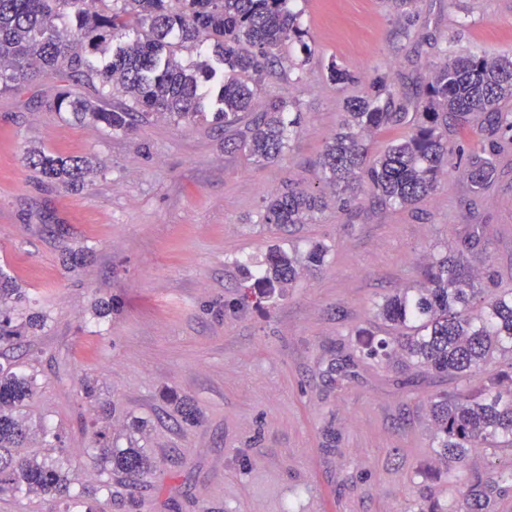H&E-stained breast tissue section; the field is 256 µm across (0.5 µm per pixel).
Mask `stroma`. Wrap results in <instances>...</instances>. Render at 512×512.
<instances>
[{"label":"stroma","mask_w":512,"mask_h":512,"mask_svg":"<svg viewBox=\"0 0 512 512\" xmlns=\"http://www.w3.org/2000/svg\"><path fill=\"white\" fill-rule=\"evenodd\" d=\"M311 56L283 46L288 71L267 74L264 98L297 104L304 120L283 156L258 164L232 152L223 126L150 115L127 132L46 107L68 89L108 106L99 79L33 77L0 92V272L28 297L18 319L45 315L0 363L32 376L21 409L29 452L59 433L70 490L99 484L88 450L105 431L114 449L144 448L155 473L112 485L106 512H415L428 490L460 497L470 473L500 454L474 450L457 483L432 446L430 405L445 376L400 360L354 355L353 333L396 331L376 319L385 297L423 284L435 254L464 248L473 225L486 245L469 266L512 288V155L477 200L464 163L428 199L407 208L331 203L315 223H265L269 198L323 191L319 160L346 98L375 75L425 79L446 52L512 54V0H418L406 20L392 0H293ZM348 69L340 87L327 65ZM40 149L90 164L84 186L47 181L26 162ZM328 247L286 295L241 302V265L259 270L270 249ZM100 398H86L83 382ZM195 408L187 423L180 404Z\"/></svg>","instance_id":"obj_1"}]
</instances>
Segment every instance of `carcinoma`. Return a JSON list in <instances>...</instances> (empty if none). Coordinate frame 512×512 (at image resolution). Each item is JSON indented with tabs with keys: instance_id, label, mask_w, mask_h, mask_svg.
<instances>
[{
	"instance_id": "carcinoma-1",
	"label": "carcinoma",
	"mask_w": 512,
	"mask_h": 512,
	"mask_svg": "<svg viewBox=\"0 0 512 512\" xmlns=\"http://www.w3.org/2000/svg\"><path fill=\"white\" fill-rule=\"evenodd\" d=\"M70 10L75 28L56 20ZM136 37L119 45L112 39L126 31ZM307 31L290 0H0V91L38 74L66 73L117 87L131 105L107 109L63 89L48 102L57 112L90 117L125 131L154 113L189 125L206 115L211 90L188 72L178 52H198L210 43L231 75L219 84L212 120L234 132V148L254 162L270 161L288 147L290 134L303 122L294 103L282 98L257 102L265 73L285 63L283 44L295 42L306 55L312 50ZM330 80L354 82L350 71L328 65ZM512 57L452 55L422 85L413 113L406 112V93L377 75L368 89L345 101L342 131L327 142L320 160L324 185L340 194L357 179L383 204L404 207L429 197L448 175L457 151L448 140L451 127H480L485 133L464 156L470 192L485 194L498 178V158L512 146ZM408 131L366 163L365 136L399 127ZM27 164L49 181L66 187L82 183L84 161L31 151ZM326 207L323 195L290 188L270 200L264 223L308 224ZM327 248L314 244L305 257L275 248L265 268L247 279L263 298L285 295L299 277L303 262L319 265ZM377 317L401 329L391 343L366 329L355 331V350L386 360L403 356L429 373L446 375L453 390L434 399L432 447L443 461L464 463L475 448L512 449V289L477 288L463 259L434 256L425 270L424 287L406 289L379 304ZM41 323L38 316L17 322L0 310V343H10ZM486 379L479 388L471 379ZM35 394L34 381L0 365V496L22 490L55 494L60 512H96L79 494L70 493L61 436L43 455L19 457L24 432L17 412ZM91 457L101 463L103 485L118 476L129 484L147 477L154 458L143 448L118 453L105 447L106 434L96 433ZM512 490V457L487 476L473 473L459 500L440 501L434 492L417 512H496V499Z\"/></svg>"
}]
</instances>
